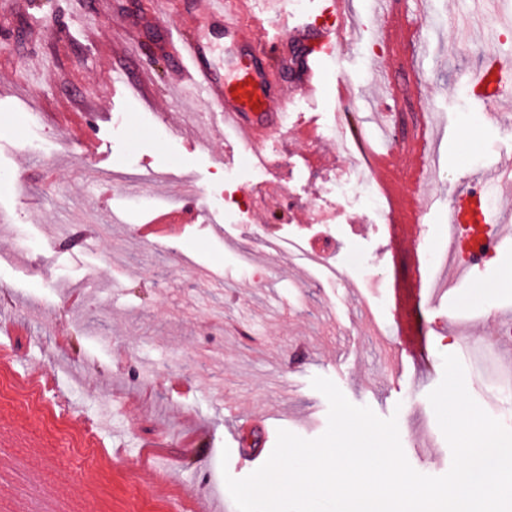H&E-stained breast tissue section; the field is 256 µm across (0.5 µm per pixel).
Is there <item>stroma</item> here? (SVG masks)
<instances>
[{
	"label": "stroma",
	"mask_w": 512,
	"mask_h": 512,
	"mask_svg": "<svg viewBox=\"0 0 512 512\" xmlns=\"http://www.w3.org/2000/svg\"><path fill=\"white\" fill-rule=\"evenodd\" d=\"M12 2L0 12V171L36 203L0 197V512H49L55 502L76 512H173L176 497L222 483L223 451L250 445L271 455L260 425L240 431L239 418L282 413L284 429L321 436L329 403L311 386L316 376L352 404L396 418L409 464L444 475L452 454L428 395L446 354L459 357L472 398L512 430V402L495 406L472 353L492 341L498 310H512V245L470 273L454 304L410 306L427 361H407L398 377L389 360L401 344L395 298L415 288L411 251L425 255L439 243L448 200L472 173L512 158V132L488 116L471 83L492 59L512 58V22L475 24L476 0H431L422 13L416 0H397L399 12L415 16L418 36L395 40L393 61L413 67L394 77L418 93L392 113L391 137L431 113L433 145L403 167L429 164L436 179L417 186L402 178L376 210L359 195L325 194L359 158L353 138L324 137L328 126L358 130L377 155L389 146L375 122L368 0L349 6L345 72L327 70L315 95L289 92L287 127L263 145L260 178L227 155L224 138L211 137L204 153L194 134L171 128L203 106L201 94L172 90L167 43L185 27L183 0L164 15L153 0ZM343 76L356 88L345 108L337 99ZM74 137L80 148L70 147ZM131 166L189 176L208 198L231 193L251 203L225 235L208 222L183 224L174 240L132 249L135 226L152 223L180 187L132 194L119 179ZM101 172L114 176L124 223L99 205ZM271 183L289 191L288 209L263 204ZM404 198L423 209V235L396 245L388 213ZM268 232L312 242L349 283L296 279L287 259L264 250ZM25 238L31 249L22 248ZM278 270L284 279L267 292L263 283ZM210 271L228 277L215 284ZM459 335L471 348L455 344ZM60 392L72 408L64 420L52 412Z\"/></svg>",
	"instance_id": "35a3bbf8"
}]
</instances>
